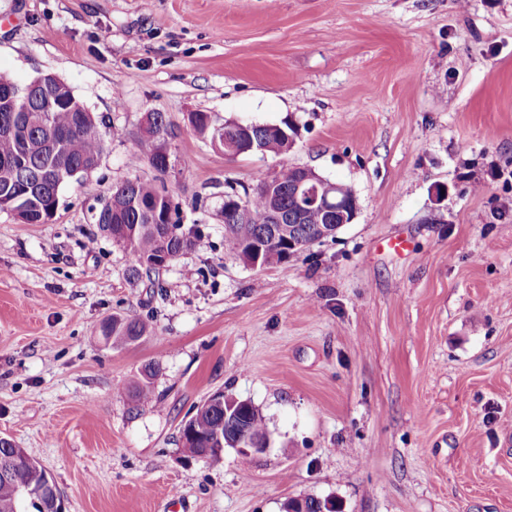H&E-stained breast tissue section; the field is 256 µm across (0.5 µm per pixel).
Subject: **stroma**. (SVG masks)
Listing matches in <instances>:
<instances>
[{
    "mask_svg": "<svg viewBox=\"0 0 512 512\" xmlns=\"http://www.w3.org/2000/svg\"><path fill=\"white\" fill-rule=\"evenodd\" d=\"M1 72L58 75L116 131L49 223L0 210V437L65 512H512V0H0ZM194 111L295 143L230 157ZM150 112L200 242L156 288L97 223L155 175L131 163ZM285 165L350 186L356 218L285 264L225 255V192ZM115 315L152 335L106 344ZM217 391L267 420L249 464L181 452Z\"/></svg>",
    "mask_w": 512,
    "mask_h": 512,
    "instance_id": "35a3bbf8",
    "label": "stroma"
}]
</instances>
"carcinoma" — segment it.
<instances>
[{
	"label": "carcinoma",
	"instance_id": "1",
	"mask_svg": "<svg viewBox=\"0 0 512 512\" xmlns=\"http://www.w3.org/2000/svg\"><path fill=\"white\" fill-rule=\"evenodd\" d=\"M13 89L18 90L23 104L17 112L0 109V160L18 157L25 141L34 149L16 169L0 168V197L17 198L35 218H51L59 201L56 173L97 164L106 140L116 132L102 131L83 122L81 117L88 108L75 95H68L62 102L53 101L43 91L26 93L25 87L0 74V93ZM147 118L150 130L138 142L132 162H147L156 176L113 186L112 195L125 200V207L117 214L100 211L97 224H121L126 228L122 242L131 255L129 275L134 280L145 278L153 285V276L163 269L154 258L166 251L171 259H176L194 248L197 236L181 230L172 216L156 223L154 205L166 191L161 176L167 173L158 151L169 133V121L161 112H150ZM194 130L212 139L234 138L228 127L208 123L204 117L197 120ZM59 134L66 135V139L58 150L43 148ZM251 136L266 140L272 151L285 153L292 146L288 139L260 126L251 130ZM296 175L294 167L284 166L274 176L258 179L253 195L241 200L250 214V223L239 224L234 215H225L224 250L228 255L247 264L252 261L251 250L260 245L264 247L266 263H284L320 242L319 227L327 223V213L320 208L299 209L294 190ZM272 211L294 217L291 238L297 248L274 235L270 224ZM99 330L104 340L114 346L127 345L153 333L152 326L144 320L118 316L104 320ZM152 376L153 371L148 368L131 385L139 405L153 401ZM218 435L224 440V447L232 448L246 438L261 444L269 433L264 416L247 401L240 402L235 412L228 415L224 414L223 402L205 403L180 432L181 450L196 459L205 449L216 447ZM51 483V476L23 449L0 441V512H57L53 491L48 488Z\"/></svg>",
	"mask_w": 512,
	"mask_h": 512
}]
</instances>
